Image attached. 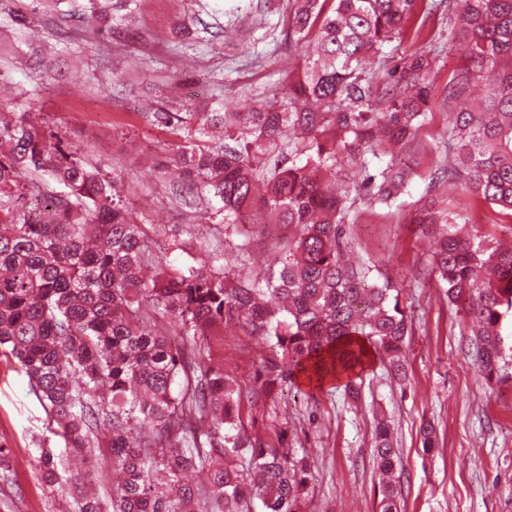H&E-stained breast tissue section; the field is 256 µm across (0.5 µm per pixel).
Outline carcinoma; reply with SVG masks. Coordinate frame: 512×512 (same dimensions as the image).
<instances>
[{
    "mask_svg": "<svg viewBox=\"0 0 512 512\" xmlns=\"http://www.w3.org/2000/svg\"><path fill=\"white\" fill-rule=\"evenodd\" d=\"M64 23L98 24L127 43L139 28L112 21L136 0H42ZM448 28L384 74L387 48L410 19ZM36 38L37 12L16 14ZM299 51L288 103L247 112L146 114L183 144L179 177L205 197L212 268L173 267L116 182L76 145L28 112L0 118V348L15 359L64 451L41 448L43 482L66 491L70 512H305L314 462L305 452L251 436L242 401L255 405L294 384H321L364 367L370 351L406 376L400 351L411 315L383 272L386 260L351 265L346 227L357 200L387 207L417 176L413 150L433 117L427 76L453 51L442 103L445 157L434 188L461 186L512 220V0H293L286 30ZM358 179L341 178L348 160ZM410 223L438 234L433 270L448 300L476 326L472 353L484 377L501 369L503 321L512 317V249L489 248L460 216L423 205ZM288 228L272 265L252 278L224 265L223 241ZM237 327L288 365L268 361L244 393L224 361L187 360L171 340L196 342ZM106 447L122 479L88 494L72 461ZM374 455L381 512H398L386 477L402 464L381 420Z\"/></svg>",
    "mask_w": 512,
    "mask_h": 512,
    "instance_id": "obj_1",
    "label": "carcinoma"
}]
</instances>
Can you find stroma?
<instances>
[{
  "instance_id": "1",
  "label": "stroma",
  "mask_w": 512,
  "mask_h": 512,
  "mask_svg": "<svg viewBox=\"0 0 512 512\" xmlns=\"http://www.w3.org/2000/svg\"><path fill=\"white\" fill-rule=\"evenodd\" d=\"M186 6L185 19L199 33L190 51L171 39L170 0H138L141 41L109 46L92 29L60 27L50 17L43 62L31 68L30 35L11 21L18 5L8 0L0 12V112H30L80 145L87 162L117 179L123 201L154 240L184 231L192 250L169 252L174 265L199 267L211 255L194 228L209 225L211 214L167 166L172 135L137 108L151 100L203 110L220 101L236 112L279 100L296 54L283 40L288 0H186ZM432 198L455 211L471 206L455 189L427 193L420 176L393 207L361 206L358 223L348 228L357 258H389V275L413 315L402 348L407 380L394 379L375 356L356 377L354 393L336 382L313 388L300 377L277 395L275 407L242 409L249 433L285 430L289 447L313 455L307 512H380L372 446L381 419L400 451L393 487L402 512H512V363L489 381L471 359L472 322L449 304L432 270L437 241L407 222L418 200ZM208 350L244 390L273 356L258 337L230 326L210 339ZM427 423L437 435L428 451L420 436ZM62 445L27 376L0 355V512H68L64 491L36 473L37 449Z\"/></svg>"
}]
</instances>
